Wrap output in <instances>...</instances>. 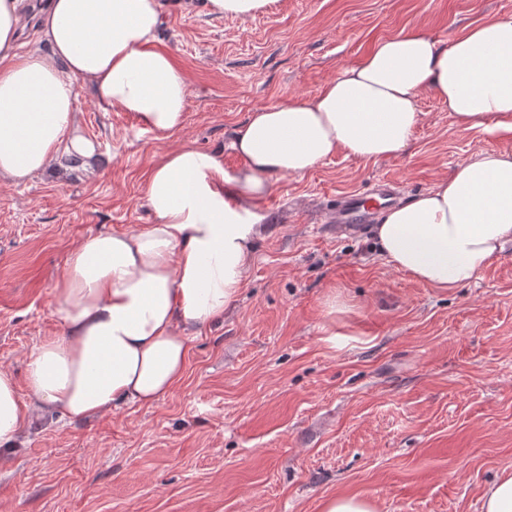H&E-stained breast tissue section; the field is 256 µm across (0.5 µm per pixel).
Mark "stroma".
Instances as JSON below:
<instances>
[{
    "label": "stroma",
    "instance_id": "1",
    "mask_svg": "<svg viewBox=\"0 0 512 512\" xmlns=\"http://www.w3.org/2000/svg\"><path fill=\"white\" fill-rule=\"evenodd\" d=\"M159 2L158 45L190 83L183 128L143 132L81 85L77 123L96 159L0 182V370L17 382L58 331L52 288L70 252L151 223L142 190L161 155L191 144L236 171L230 141L250 112L316 95L401 31L448 43L512 15V0H274L237 19L207 0ZM418 108L404 155L272 175L254 205L267 235L223 319L194 338L182 384L151 407L33 418L0 458V512H320L342 492L376 512H479L512 466V245L442 291L389 265L371 228L326 221L378 180L407 201L478 152H512V139L460 130L432 94Z\"/></svg>",
    "mask_w": 512,
    "mask_h": 512
}]
</instances>
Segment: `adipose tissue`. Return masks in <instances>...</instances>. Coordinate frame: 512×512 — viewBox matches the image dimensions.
I'll return each mask as SVG.
<instances>
[{"label": "adipose tissue", "instance_id": "1", "mask_svg": "<svg viewBox=\"0 0 512 512\" xmlns=\"http://www.w3.org/2000/svg\"><path fill=\"white\" fill-rule=\"evenodd\" d=\"M21 2L0 0V179L21 183L52 162L94 156L75 121L81 83L100 111L135 113L144 132L180 130L189 81L157 45L158 0H47L44 48L26 52ZM424 93L447 104L459 129L512 138V16L447 44L422 27L402 31L342 66L317 95L258 108L233 132L238 171L191 145L159 157L143 187L153 224L86 237L52 290L60 331L31 350L25 387L0 370V449L11 450L37 412L84 419L169 395L196 333L223 318L244 286L265 231L251 206L270 176L301 175L339 153H403ZM373 238L418 282L448 290L473 281L512 243V153H476L385 210Z\"/></svg>", "mask_w": 512, "mask_h": 512}]
</instances>
